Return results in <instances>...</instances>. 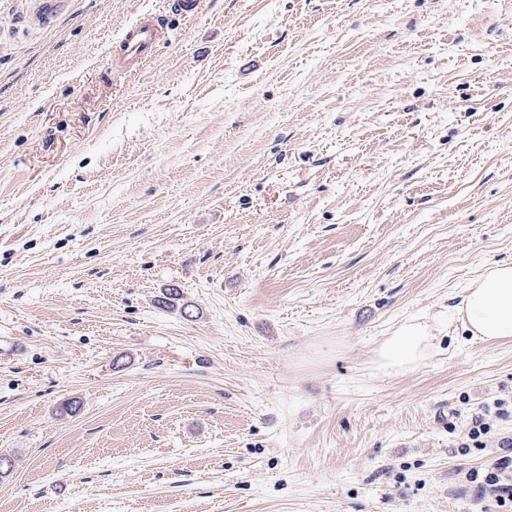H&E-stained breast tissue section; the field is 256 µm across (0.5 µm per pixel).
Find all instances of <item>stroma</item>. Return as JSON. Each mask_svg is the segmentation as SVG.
Masks as SVG:
<instances>
[{
  "instance_id": "1",
  "label": "stroma",
  "mask_w": 512,
  "mask_h": 512,
  "mask_svg": "<svg viewBox=\"0 0 512 512\" xmlns=\"http://www.w3.org/2000/svg\"><path fill=\"white\" fill-rule=\"evenodd\" d=\"M162 2L0 0V512H475L512 341L373 360L512 263V0H203L113 77ZM201 14V0H167L162 12L147 14L129 26L114 55L118 71L135 72L150 61L167 40L169 18L195 19ZM448 321H424L417 317L404 320L377 349V369L387 373H403L419 365L435 350V342ZM509 415L510 417L512 416L511 400L509 411L507 401L504 399H495L492 406L487 405L471 418L464 440L458 448H461L464 454L470 453L471 448L484 450L488 438L494 434L493 419H503L507 418Z\"/></svg>"
}]
</instances>
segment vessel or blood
<instances>
[{
	"instance_id": "vessel-or-blood-1",
	"label": "vessel or blood",
	"mask_w": 512,
	"mask_h": 512,
	"mask_svg": "<svg viewBox=\"0 0 512 512\" xmlns=\"http://www.w3.org/2000/svg\"><path fill=\"white\" fill-rule=\"evenodd\" d=\"M201 13V0H166L163 11L147 14L129 26L114 55L116 70L134 72L150 61L167 39L170 17L194 19Z\"/></svg>"
}]
</instances>
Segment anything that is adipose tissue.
Masks as SVG:
<instances>
[{
    "label": "adipose tissue",
    "instance_id": "1",
    "mask_svg": "<svg viewBox=\"0 0 512 512\" xmlns=\"http://www.w3.org/2000/svg\"><path fill=\"white\" fill-rule=\"evenodd\" d=\"M452 315L484 342L512 340V266L491 265L472 279ZM446 323L412 317L404 320L377 349V367L402 373L431 355Z\"/></svg>",
    "mask_w": 512,
    "mask_h": 512
}]
</instances>
